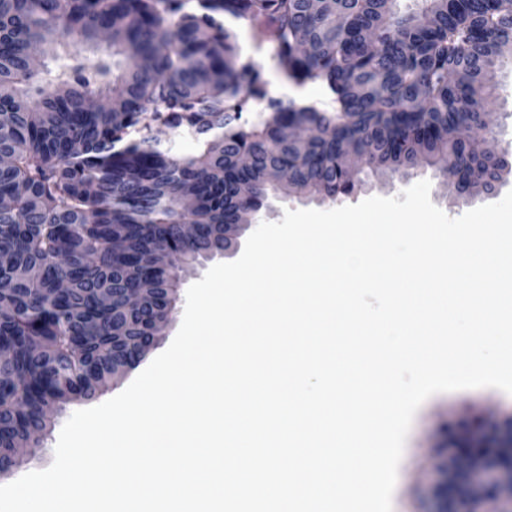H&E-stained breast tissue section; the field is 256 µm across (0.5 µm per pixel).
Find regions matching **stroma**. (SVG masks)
<instances>
[{
    "label": "stroma",
    "instance_id": "stroma-1",
    "mask_svg": "<svg viewBox=\"0 0 512 512\" xmlns=\"http://www.w3.org/2000/svg\"><path fill=\"white\" fill-rule=\"evenodd\" d=\"M499 96L492 107L493 138L498 150L512 154V62L504 61L497 71ZM431 183L432 202L447 215L457 217L476 207L498 202L512 190V174L504 176L495 192L467 199L456 197L439 168L421 165L408 174L386 177L371 171L361 172L350 194L338 199H321L302 194H269L262 208L249 223L257 228L263 222L280 221L285 210H331L354 205L372 196L394 197L420 180ZM80 403L68 404L52 415V426L41 451L26 456L9 474L0 476V485L21 476L48 468L54 460L62 427L71 415L80 410ZM512 418V395L495 388H479L440 393L427 399L417 411L409 431L392 497L393 512H422L425 492L435 477L434 464L448 449L461 443V426L481 420L483 427L504 425Z\"/></svg>",
    "mask_w": 512,
    "mask_h": 512
}]
</instances>
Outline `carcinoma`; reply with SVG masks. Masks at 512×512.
Instances as JSON below:
<instances>
[{
  "instance_id": "carcinoma-1",
  "label": "carcinoma",
  "mask_w": 512,
  "mask_h": 512,
  "mask_svg": "<svg viewBox=\"0 0 512 512\" xmlns=\"http://www.w3.org/2000/svg\"><path fill=\"white\" fill-rule=\"evenodd\" d=\"M0 0V472L41 447L50 406L96 398L160 320L183 269L224 253V225L272 192L334 199L365 165L399 173L444 161L488 184L472 147L512 56L501 0ZM274 46L284 76L321 83L332 108L266 97L226 17ZM112 29L108 57L84 56ZM43 46L53 66L35 70ZM257 112L252 122L244 114ZM313 131L301 143L288 127ZM189 136L175 154L158 126ZM202 232L189 238L184 225ZM153 300L126 303V289Z\"/></svg>"
}]
</instances>
